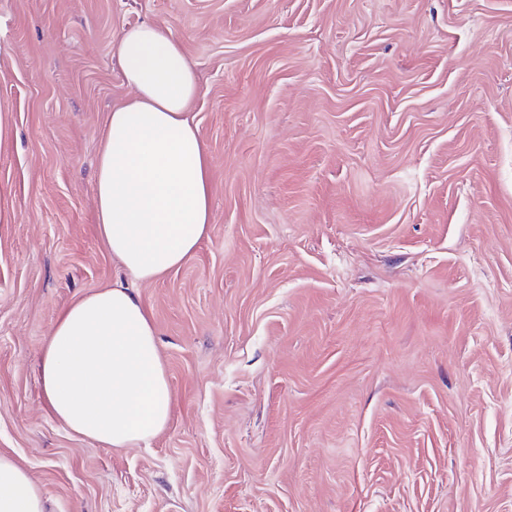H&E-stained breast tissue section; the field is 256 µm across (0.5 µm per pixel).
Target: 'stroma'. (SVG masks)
Here are the masks:
<instances>
[{
  "mask_svg": "<svg viewBox=\"0 0 512 512\" xmlns=\"http://www.w3.org/2000/svg\"><path fill=\"white\" fill-rule=\"evenodd\" d=\"M200 75L212 224L137 291L168 426L113 449L41 385L127 282L95 166L122 29ZM0 453L50 512H512V0H0Z\"/></svg>",
  "mask_w": 512,
  "mask_h": 512,
  "instance_id": "stroma-1",
  "label": "stroma"
}]
</instances>
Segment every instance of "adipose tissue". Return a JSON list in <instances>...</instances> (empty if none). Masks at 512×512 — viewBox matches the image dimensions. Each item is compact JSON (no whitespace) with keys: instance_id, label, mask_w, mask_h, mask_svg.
I'll return each mask as SVG.
<instances>
[{"instance_id":"adipose-tissue-1","label":"adipose tissue","mask_w":512,"mask_h":512,"mask_svg":"<svg viewBox=\"0 0 512 512\" xmlns=\"http://www.w3.org/2000/svg\"><path fill=\"white\" fill-rule=\"evenodd\" d=\"M116 54L131 98L110 112L95 171L98 234L130 276L151 283L191 258L211 224L210 167L189 115L200 80L163 28H125ZM54 416L108 448L155 437L173 392L153 322L135 289L115 284L74 300L43 346ZM0 512H49L41 487L0 454Z\"/></svg>"}]
</instances>
